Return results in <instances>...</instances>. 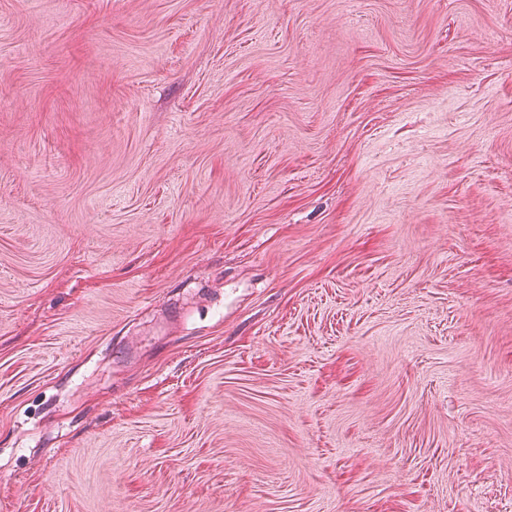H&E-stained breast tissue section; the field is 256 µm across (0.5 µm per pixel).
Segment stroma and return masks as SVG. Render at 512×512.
<instances>
[{"label": "stroma", "instance_id": "1", "mask_svg": "<svg viewBox=\"0 0 512 512\" xmlns=\"http://www.w3.org/2000/svg\"><path fill=\"white\" fill-rule=\"evenodd\" d=\"M0 512H512V0H0Z\"/></svg>", "mask_w": 512, "mask_h": 512}]
</instances>
